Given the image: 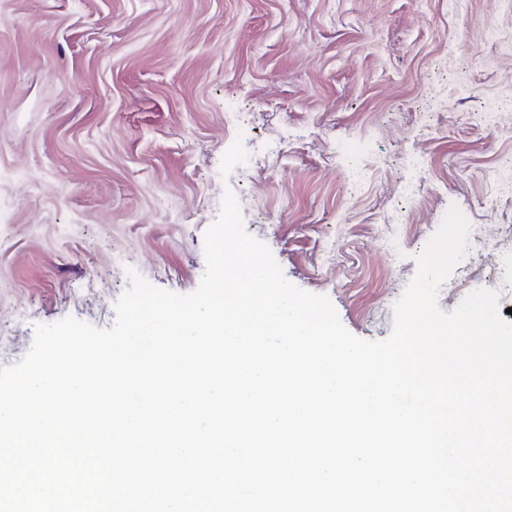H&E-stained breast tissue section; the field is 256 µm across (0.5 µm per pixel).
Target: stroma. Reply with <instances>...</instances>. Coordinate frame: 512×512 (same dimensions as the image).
Returning a JSON list of instances; mask_svg holds the SVG:
<instances>
[{
  "instance_id": "obj_1",
  "label": "stroma",
  "mask_w": 512,
  "mask_h": 512,
  "mask_svg": "<svg viewBox=\"0 0 512 512\" xmlns=\"http://www.w3.org/2000/svg\"><path fill=\"white\" fill-rule=\"evenodd\" d=\"M270 139L283 159L242 180ZM509 178L512 0H0V366L36 325L111 327L128 269L193 292L229 191L290 283L385 339L428 228L455 205L471 235L497 233ZM410 179L419 197L390 226ZM453 276L442 310L478 288L512 308V236Z\"/></svg>"
}]
</instances>
